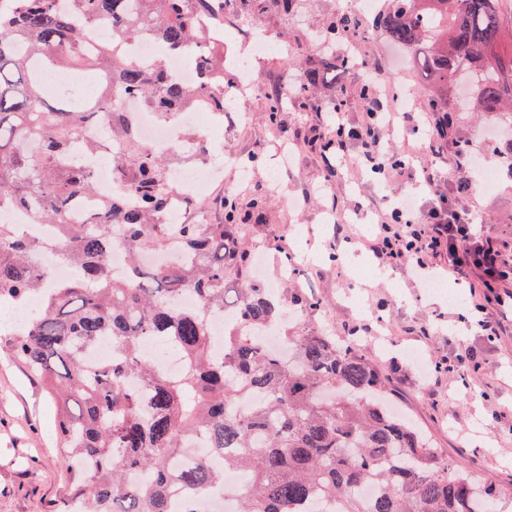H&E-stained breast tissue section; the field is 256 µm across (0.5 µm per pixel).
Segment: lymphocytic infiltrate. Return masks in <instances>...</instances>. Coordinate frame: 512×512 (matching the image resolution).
<instances>
[{"label":"lymphocytic infiltrate","instance_id":"f902f5d3","mask_svg":"<svg viewBox=\"0 0 512 512\" xmlns=\"http://www.w3.org/2000/svg\"><path fill=\"white\" fill-rule=\"evenodd\" d=\"M365 100L362 125L346 128L343 134L360 141L374 170L388 178L405 163L386 162L380 150L384 127L398 123L417 128L423 119L397 111L393 99L376 90L366 91ZM370 248L382 265L407 266L416 276L426 268L424 256L443 259L450 274L483 290L482 298L472 304L480 334L491 340L504 335L498 314L512 310V253H506L488 230L476 225L468 209L442 200L431 208L430 218L424 222L416 208L394 206L389 220L380 222Z\"/></svg>","mask_w":512,"mask_h":512}]
</instances>
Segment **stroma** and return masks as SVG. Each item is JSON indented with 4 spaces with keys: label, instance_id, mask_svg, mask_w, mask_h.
I'll use <instances>...</instances> for the list:
<instances>
[{
    "label": "stroma",
    "instance_id": "1",
    "mask_svg": "<svg viewBox=\"0 0 512 512\" xmlns=\"http://www.w3.org/2000/svg\"><path fill=\"white\" fill-rule=\"evenodd\" d=\"M345 10L342 0H298L291 14L235 21L224 34L225 57L248 56V39L258 26L278 41L252 62L263 95L230 105L223 132L207 140L208 160L260 158L244 182L225 163L224 186L243 209L260 212L259 221L245 225L243 243L260 262L263 280L278 283L283 264L296 267L292 287L320 303L313 325L372 352L384 366L396 409L433 438L442 456L481 478L511 483L512 333L487 342L462 309L470 298L467 284L454 277H447V292L441 295L418 287L401 268L392 269L387 280L372 276L378 263L365 247L376 221L389 209L390 194L414 185L423 166L435 173L434 187L422 192L424 206L439 194L458 199L512 247V176L484 190L470 165L479 154L487 165L500 166L498 149L506 140L508 120L495 112H457L447 135L429 146L423 133L384 129L385 154L409 160L390 180L374 172L359 143H348L342 154L322 155L315 140L328 118L322 98L334 99L348 124H360L365 101L359 91L369 78L389 85L405 81L414 88L409 111L427 112L434 126L442 118L430 105L438 87L422 78L412 54L391 42L366 14L353 40L336 41L337 58L350 59V66L337 68L335 83L289 99L280 125L270 124L266 97L302 80L305 69L322 56L310 40L311 31ZM283 148L293 160L279 169L276 155ZM328 211L345 224L344 234H337V224L322 223ZM468 347L483 360L475 383L457 372L428 377L410 362L417 353L442 364ZM68 475L65 453L57 444L53 400L1 347L0 512H52Z\"/></svg>",
    "mask_w": 512,
    "mask_h": 512
}]
</instances>
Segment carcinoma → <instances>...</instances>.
Wrapping results in <instances>:
<instances>
[{"label":"carcinoma","instance_id":"obj_1","mask_svg":"<svg viewBox=\"0 0 512 512\" xmlns=\"http://www.w3.org/2000/svg\"><path fill=\"white\" fill-rule=\"evenodd\" d=\"M504 0H391L374 16L391 39L410 50L444 88L468 81L482 112L512 102V14ZM294 0H10L0 10V198L58 227L56 241L35 239L17 224L0 223V304L42 297L27 328L5 340L12 357L39 376L57 406L56 430L75 469L64 500L79 497L85 512H171V491L191 497L223 483L206 460L176 469L188 439L204 435L224 466L244 476L239 512H498L512 484L482 481L445 461L433 441L400 415L385 395L373 357L326 336L306 321L284 336L288 355L262 343L285 327L284 302L251 275L242 247L245 216L238 198H221L220 224H163L173 189L166 157L129 131L114 106L139 99L160 119H174L197 95L224 109V34L199 26L212 13L257 19ZM106 24L112 45L143 30L175 51L195 47L198 83L179 82L160 63L145 70L131 56L93 49L88 39ZM358 23L343 13L325 23L336 38ZM79 69L108 83L94 98L59 91L46 95L48 70ZM336 59L327 54L302 84L268 99L277 124L282 99L317 89ZM112 125L121 144L112 163L130 182L95 201V174L63 159L83 129ZM129 256L122 275L110 271L113 230ZM178 235L196 261L148 267L141 255L168 248ZM55 248L76 267L71 280L34 257ZM192 291L198 306L184 309ZM236 308L239 322L215 352L207 317ZM103 336L117 360L93 366L85 353ZM150 340L186 357L185 369L165 376L141 355ZM139 382L143 390L131 386ZM257 393L247 410L239 401ZM375 485L379 494L364 499Z\"/></svg>","mask_w":512,"mask_h":512}]
</instances>
